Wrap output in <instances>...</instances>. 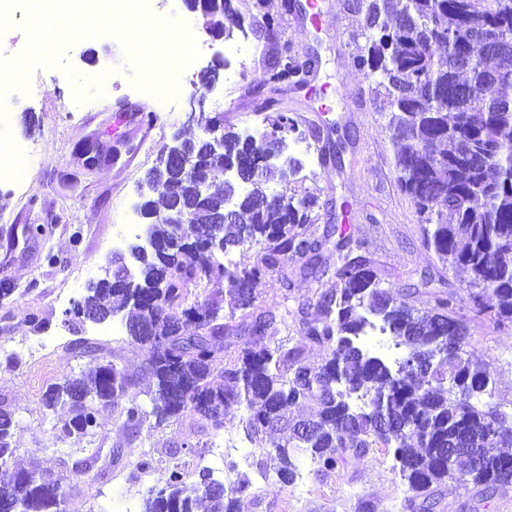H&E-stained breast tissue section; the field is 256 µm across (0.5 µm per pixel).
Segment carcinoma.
Wrapping results in <instances>:
<instances>
[{
    "mask_svg": "<svg viewBox=\"0 0 512 512\" xmlns=\"http://www.w3.org/2000/svg\"><path fill=\"white\" fill-rule=\"evenodd\" d=\"M215 19L212 33L224 35L217 17L242 21L231 0H190ZM364 13L356 38L364 39L357 66L375 79L396 144L395 168L402 190L422 219L424 246L443 268L467 274L465 288L479 313L493 312L512 323V0H353ZM480 32L487 45L472 40ZM306 73L294 58L279 60L271 79L301 85ZM424 144L421 153L412 152ZM199 173L216 183L223 162L235 180L199 206L184 192L179 163L160 158L167 191L163 209L177 203L209 217L236 196L231 221L197 224L206 236L177 254L167 252L171 224L151 225L158 250L140 270L142 288L128 303L121 269L89 287L87 303L103 322L125 313L128 335L145 352L152 379L144 403L131 392L135 381L117 356L87 339L78 345L89 362L65 374L43 394L51 411L69 408L61 432L91 436L102 408L120 407L122 427L136 433L150 416L157 423L189 413L206 434L224 428L233 406H243L242 426L259 444L261 462H275L263 474L288 485L295 481L297 454L311 457L316 475L336 470L346 457H367L376 448L392 454L408 490V507L435 512L445 481L470 487L480 497L512 486V414L482 402L494 396L485 362L465 350L470 324L455 307L453 293L436 290L438 279L420 285L384 287L371 259L344 225L316 224L318 198L281 194L267 201L269 183L254 161L256 149L232 130L224 132V159H211L202 141ZM256 249L250 266L224 263L211 244ZM336 255V287L320 288L315 300L295 308H263L258 287L291 263L317 273L323 250ZM216 284L202 304L180 307L202 279ZM426 295L422 314L413 299ZM496 300L491 309L486 297ZM230 315L224 316V299ZM291 318L300 343L288 347L275 325ZM191 323L198 332L183 334ZM388 336L399 356L373 354L362 336L371 326ZM244 334L246 347L226 354V332ZM327 352L323 363L307 362L303 343ZM407 356L431 360L421 374L398 371ZM14 414L0 401V512H63L67 492L10 464ZM28 473L21 483L17 475ZM176 463L166 486L149 491L143 512H246L257 496L242 475L226 486L202 470L191 485Z\"/></svg>",
    "mask_w": 512,
    "mask_h": 512,
    "instance_id": "obj_1",
    "label": "carcinoma"
}]
</instances>
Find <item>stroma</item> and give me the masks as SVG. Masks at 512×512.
Instances as JSON below:
<instances>
[{
	"instance_id": "stroma-1",
	"label": "stroma",
	"mask_w": 512,
	"mask_h": 512,
	"mask_svg": "<svg viewBox=\"0 0 512 512\" xmlns=\"http://www.w3.org/2000/svg\"><path fill=\"white\" fill-rule=\"evenodd\" d=\"M232 3L239 15L252 20L251 28L216 40L205 33L206 20L199 17L192 31L199 55L190 63L191 74H200L214 55L224 58L212 89L186 84L177 90L175 102L159 100L137 87L120 37L105 33L91 42L63 44L61 66H34L36 92H19L0 116V162L12 161L10 147L26 152L22 181H0V281L14 288L0 300V399L14 413L16 462L63 484L65 512H142L148 491L164 487L173 463H181L187 483H195L197 461L227 439L235 450L218 461L216 480L258 469L260 456L240 424V407L231 409L216 436L202 434L192 415L161 425L150 417L131 435L122 428L118 410L106 408L95 435L80 439L62 437L56 427L67 419V411L52 412L42 404L51 383L83 368L71 349L82 337L115 351L137 391L150 384L143 370L145 354L127 332L108 333L105 323H81L70 312L112 256L116 225L141 223L140 188L163 146L179 132L189 139L199 136V127L188 122L193 96H204L207 116L242 135L258 134L267 118L278 113L299 116L302 132L288 142L303 169L297 179L274 184V191L318 196L319 223L348 225L386 282L400 286L422 272L440 271L458 305L468 304L463 274L442 271L424 246L417 209L397 182L393 133L383 103L372 79L355 64L359 43L352 34L360 17L350 0H318L322 22L317 26L310 22L308 0ZM265 11L281 15V35H268L257 26ZM285 55L314 63L308 86L272 81V68ZM69 67L95 72L100 94L76 102L77 87L65 73ZM326 98L333 102L332 111L320 109ZM90 137L119 147V158L83 170L77 149ZM15 224L36 228L33 248H11ZM282 279L275 273L265 280L258 291L260 305L314 298V279L294 276L288 292ZM34 314L43 318L42 327L30 323ZM470 345L489 366L495 401L511 412L512 326L475 322ZM145 453L153 457V467L134 475ZM296 465L298 476L290 485L255 482L260 504L252 512H405L409 491L392 455L350 457L322 476L315 475L310 457L299 456ZM439 499V512H512V487L480 499L450 481L441 485Z\"/></svg>"
}]
</instances>
